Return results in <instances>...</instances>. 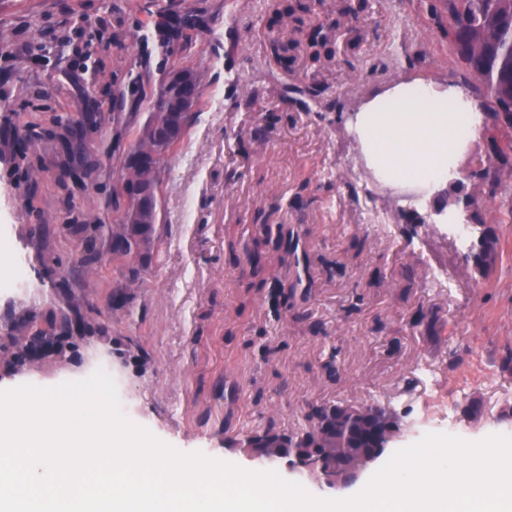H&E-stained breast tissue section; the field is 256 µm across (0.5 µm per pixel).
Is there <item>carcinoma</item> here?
Wrapping results in <instances>:
<instances>
[{
	"instance_id": "1",
	"label": "carcinoma",
	"mask_w": 512,
	"mask_h": 512,
	"mask_svg": "<svg viewBox=\"0 0 512 512\" xmlns=\"http://www.w3.org/2000/svg\"><path fill=\"white\" fill-rule=\"evenodd\" d=\"M309 10L305 4L293 0H265V12L270 23L279 26V33L267 38L265 56L268 62H280L294 43L288 35L301 22L300 13ZM434 24L448 36V47L462 66V77L483 102L486 112L492 114L494 128L510 133L496 152L500 165L512 161V0H439L431 6ZM195 26L186 22L175 27L170 22L159 24V47L164 59H180L189 53L196 41L183 33V29ZM339 23L319 25L309 35L305 47L307 59L312 64L333 52L336 44L335 29ZM204 86L200 72L186 65L172 66L162 77L158 88L142 93L135 106L145 108L143 120L131 147L146 155L142 165L127 164L122 155L119 176L112 180V263L122 269L126 280L136 282L143 278L162 245L159 232L162 213L154 209L136 206L131 193L125 187H137L152 191L163 183L167 164L187 134L203 96ZM56 124L69 132L62 139L64 151L72 156L80 151L77 143L84 125L93 124V117L76 119L69 113L56 116ZM15 150L26 154L31 147L30 131L26 127L13 131ZM484 175H470L469 180L478 185V191L490 199L501 194V183L496 172L485 168ZM471 207L467 223L486 225L479 210L473 207L475 198L464 194L456 198ZM488 226V225H486ZM490 246L498 250L499 237L495 227L488 226ZM265 242L277 249H284L292 257L293 266L300 265L297 238L284 232L283 225H266ZM79 258L73 267L85 268L101 261V253L93 240H87L76 249ZM482 240L469 241L466 260L482 278L491 275L494 264L488 263ZM47 341L40 333L18 340L12 336L8 342H0V351L9 353L8 363L22 365L28 359V350L36 342ZM344 407L340 405L311 408L309 419L317 427L295 436L276 431L268 426L263 431L247 437V444L260 450L276 445L283 450L290 448H315L318 470L328 474L340 470L351 455L372 454L378 448H389L401 434V420L395 411L382 412V404L354 418L347 424L339 419ZM344 439L349 452L336 448V438Z\"/></svg>"
}]
</instances>
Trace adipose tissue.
<instances>
[{"mask_svg":"<svg viewBox=\"0 0 512 512\" xmlns=\"http://www.w3.org/2000/svg\"><path fill=\"white\" fill-rule=\"evenodd\" d=\"M480 103L459 84L397 81L372 93L349 121L366 170L381 184L439 199L461 180L480 137Z\"/></svg>","mask_w":512,"mask_h":512,"instance_id":"1","label":"adipose tissue"}]
</instances>
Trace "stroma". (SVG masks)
<instances>
[{
  "instance_id": "35a3bbf8",
  "label": "stroma",
  "mask_w": 512,
  "mask_h": 512,
  "mask_svg": "<svg viewBox=\"0 0 512 512\" xmlns=\"http://www.w3.org/2000/svg\"><path fill=\"white\" fill-rule=\"evenodd\" d=\"M128 2L0 0V328L50 329L69 302L103 326L63 356L0 370V384L62 382L106 358L125 416L181 452L251 471L284 466L252 457L246 436L270 424L305 432L314 405H388L402 418L401 448L431 420L435 395L457 437L512 435V224H498L495 271L482 279L457 239L426 223L429 204L352 169L346 122L370 93L404 77L461 79L419 0H362L351 21L339 20V0H322L318 19L340 28L315 71L299 54L284 68L267 62L263 0H235L233 24L224 0H201L187 63L205 93L163 180L159 258L130 285L106 260L88 277L67 274L91 225L112 221V137L129 121L131 89L157 88L165 68L149 38L158 16ZM118 19L124 45L94 73L95 33ZM61 30L74 38L59 46ZM292 76L317 84L323 104L285 99ZM32 112L35 145L22 156L12 132ZM62 112L97 115L83 143L99 169L84 191L62 174L52 122ZM265 220L298 234L308 289L291 288L288 258L272 247L259 273L245 265ZM15 252L27 260L23 288ZM434 267L447 269V287L429 280ZM120 289L123 305L112 300ZM473 403L478 413H464Z\"/></svg>"
}]
</instances>
